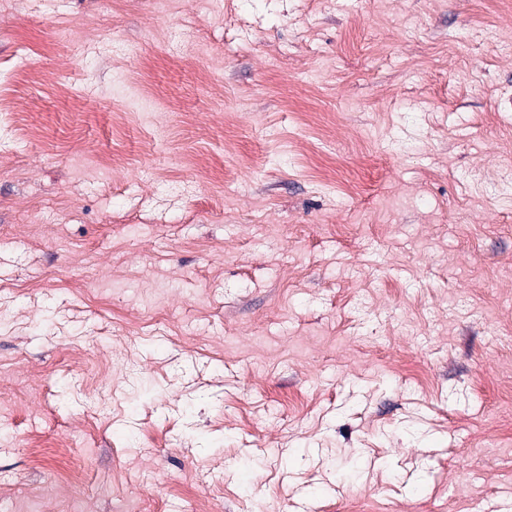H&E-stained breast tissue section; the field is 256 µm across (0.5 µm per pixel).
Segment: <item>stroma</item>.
<instances>
[{
	"mask_svg": "<svg viewBox=\"0 0 512 512\" xmlns=\"http://www.w3.org/2000/svg\"><path fill=\"white\" fill-rule=\"evenodd\" d=\"M0 0V512H512V0Z\"/></svg>",
	"mask_w": 512,
	"mask_h": 512,
	"instance_id": "1",
	"label": "stroma"
}]
</instances>
